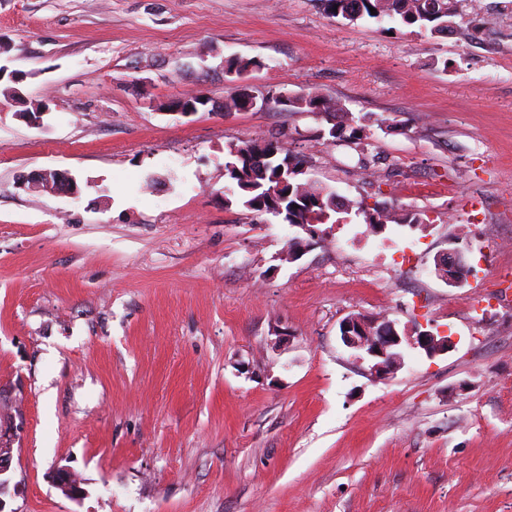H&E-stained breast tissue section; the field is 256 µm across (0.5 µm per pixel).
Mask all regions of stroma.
<instances>
[{"label": "stroma", "mask_w": 512, "mask_h": 512, "mask_svg": "<svg viewBox=\"0 0 512 512\" xmlns=\"http://www.w3.org/2000/svg\"><path fill=\"white\" fill-rule=\"evenodd\" d=\"M316 93L362 145L276 106L223 110L224 62ZM0 425L8 512H512V0H459L449 35L320 0H0ZM209 104L173 109L187 92ZM284 137L367 208L304 230L225 206L224 149ZM72 175L74 195L20 176ZM465 249L460 287L435 273ZM452 337L386 378L349 315ZM72 469V498L54 480ZM343 199L347 204L346 213H350L353 208H356L355 214H363L364 223L368 224L373 232H377L375 230V224H388L389 222L396 224H421L423 222L418 213L396 215L390 211L378 209H373V211L370 212L362 207V201L359 202L346 197H343Z\"/></svg>", "instance_id": "stroma-1"}]
</instances>
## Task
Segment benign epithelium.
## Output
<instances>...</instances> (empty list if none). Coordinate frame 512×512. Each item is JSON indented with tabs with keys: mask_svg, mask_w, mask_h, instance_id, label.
Here are the masks:
<instances>
[{
	"mask_svg": "<svg viewBox=\"0 0 512 512\" xmlns=\"http://www.w3.org/2000/svg\"><path fill=\"white\" fill-rule=\"evenodd\" d=\"M23 188L31 189L39 186L49 192L58 191L64 186V191L75 194L78 187L75 179L67 173L46 170L37 175L24 177L19 182ZM436 272L450 286L462 284L466 269L463 252L458 248L448 250L436 262ZM340 340L343 345L361 351L374 359L371 371L378 377H385L393 373L398 364L388 360V352L401 349L408 345L420 347L428 355L433 356L449 351L452 341L446 337L436 338L429 331H418L416 334L400 333L395 323L391 322L379 329L358 315H350L343 319L339 325ZM56 485L67 495L79 493L78 484L73 482V473L67 468H59L55 472Z\"/></svg>",
	"mask_w": 512,
	"mask_h": 512,
	"instance_id": "1",
	"label": "benign epithelium"
}]
</instances>
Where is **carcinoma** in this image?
Here are the masks:
<instances>
[{
  "mask_svg": "<svg viewBox=\"0 0 512 512\" xmlns=\"http://www.w3.org/2000/svg\"><path fill=\"white\" fill-rule=\"evenodd\" d=\"M324 10L330 15L350 22L362 18L381 22L395 20L407 27L432 35L448 34V23L457 15V0H324ZM270 99L286 112H310L319 107L321 114L333 121L329 135L344 136L346 128L335 122L344 111L343 105L332 98L316 94L274 97L249 86H240L224 100V111L242 112L258 99ZM309 164L305 157L291 153L281 141L243 140L227 146L224 177L228 182L224 205L240 202L257 215L273 208L278 218L287 224L310 223L309 213L326 210L329 217L337 214L336 193L317 186L306 177L303 168ZM346 212L363 215L370 228L377 224H420L419 214L396 215L387 210L368 211L359 201L345 199Z\"/></svg>",
  "mask_w": 512,
  "mask_h": 512,
  "instance_id": "1",
  "label": "carcinoma"
}]
</instances>
